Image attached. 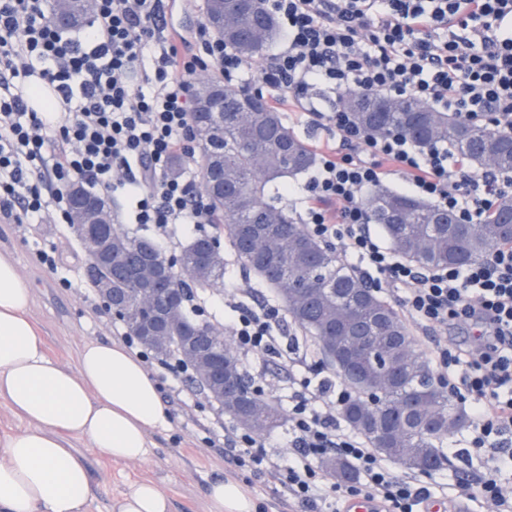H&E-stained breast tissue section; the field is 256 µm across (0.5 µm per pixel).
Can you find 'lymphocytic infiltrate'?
Segmentation results:
<instances>
[{
  "label": "lymphocytic infiltrate",
  "mask_w": 512,
  "mask_h": 512,
  "mask_svg": "<svg viewBox=\"0 0 512 512\" xmlns=\"http://www.w3.org/2000/svg\"><path fill=\"white\" fill-rule=\"evenodd\" d=\"M161 0H94L83 37L64 36L48 0H0V216L25 224L34 216L69 221L71 184L134 200V223L150 224L168 249L180 229L212 224L209 201L191 176H170L175 158L191 160L192 96L199 74L215 68L225 84L247 90L248 64L199 26L192 38L172 36L155 62L147 57L161 28ZM283 34L261 81L275 104L304 108L329 120L337 144L320 155L308 189L304 222L322 239L381 275L402 311L432 330L431 362L438 381L471 405L468 435L491 449L468 499L512 512L501 477L512 472V244L465 267L423 268L399 258L371 229L364 203L381 182L383 164L405 173L417 193L480 223L498 199L512 195V176H474L447 145L417 147L401 136H371L336 107L311 101L324 87L411 97L458 120L512 130V0H265ZM54 90L56 111L33 108L31 76ZM276 306L244 311L227 325L242 356L273 351ZM463 317L479 328L474 347H452L441 336ZM350 393L301 379L288 396L290 454L276 441L248 433L209 434L239 471L277 482L288 502L308 512H338L358 495L382 512H422L431 492L419 476L380 458L343 426ZM326 455L348 460L359 475L343 485L318 469Z\"/></svg>",
  "instance_id": "1"
}]
</instances>
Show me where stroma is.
<instances>
[{"label":"stroma","instance_id":"1","mask_svg":"<svg viewBox=\"0 0 512 512\" xmlns=\"http://www.w3.org/2000/svg\"><path fill=\"white\" fill-rule=\"evenodd\" d=\"M60 225L43 223H0V255L13 258L20 274L33 288L31 317L41 330L49 356L61 364L75 365L76 354L83 342L95 339L115 341L114 319L108 314L93 288H67L36 257L40 248L56 246L60 262L74 274L85 275L87 258L74 240L59 236ZM307 355L317 362L319 356L311 339L303 337L289 322L281 324L278 353L245 360L251 379L263 382L267 398L287 405L290 392L285 356L289 352ZM172 426L154 432L151 455L144 462L115 463L93 448L85 438L75 440V449L85 458L92 481V498L87 512H111L114 501L134 481L149 478L168 494L172 512H207L206 495L211 481L231 479L256 505L257 512H287L281 505L282 492L267 478L247 471L231 473L224 461V451L210 447L198 425L200 417H208L218 430L231 422L216 406L197 409L193 402L169 404ZM466 430L449 435L444 452L449 459L444 472L449 485L473 483L482 475L489 456L488 449L469 447Z\"/></svg>","mask_w":512,"mask_h":512}]
</instances>
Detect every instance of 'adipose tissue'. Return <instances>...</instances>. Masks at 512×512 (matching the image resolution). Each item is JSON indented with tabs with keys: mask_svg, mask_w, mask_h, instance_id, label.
<instances>
[{
	"mask_svg": "<svg viewBox=\"0 0 512 512\" xmlns=\"http://www.w3.org/2000/svg\"><path fill=\"white\" fill-rule=\"evenodd\" d=\"M32 300L13 259L0 255V400L29 423L0 437V512H86L91 476L73 439L88 438L114 462L142 461L170 414L156 380L120 343L86 341L72 368L52 360ZM113 512H170V501L143 479Z\"/></svg>",
	"mask_w": 512,
	"mask_h": 512,
	"instance_id": "ef3b65f1",
	"label": "adipose tissue"
}]
</instances>
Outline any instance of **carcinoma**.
<instances>
[{
  "label": "carcinoma",
  "mask_w": 512,
  "mask_h": 512,
  "mask_svg": "<svg viewBox=\"0 0 512 512\" xmlns=\"http://www.w3.org/2000/svg\"><path fill=\"white\" fill-rule=\"evenodd\" d=\"M236 34L207 24L224 44L247 60L261 57L279 38L274 15L263 0H254L234 15ZM209 83L224 88V118L192 110L199 175L202 162L217 154L224 159V194L208 195L216 225L227 231L231 249L242 266L268 288L290 321L316 344L323 361L341 381L354 390L343 404L341 416L354 431L382 455L408 469L432 472L448 457L442 451L448 435L461 430L467 418L455 410L397 310L353 269L336 251L295 222L288 212L265 200L266 187L311 169L315 155L269 103L253 101L251 94L224 84L213 75ZM361 127L371 135L387 136L397 129L419 147L434 142L448 146L469 164L500 173H512V132L493 130L458 121L413 99L397 101L389 96L352 93L343 100ZM250 110L248 118L240 112ZM112 212L109 201L84 186L68 190L69 211L78 199ZM373 223L382 226L392 248L409 262L423 267L467 265L483 260L499 247L512 243V196L503 197L480 224H458L446 210L384 188L368 200ZM112 233L124 248L112 265L88 269L91 287L112 279L115 299L104 307L158 359L188 366L187 379L196 392L217 405L239 428L263 434L283 419L279 404L261 396L238 357L224 363V372L236 383L238 397L219 398L197 377L196 366L185 353L178 336L191 328L208 334L214 325L195 318L187 305L201 293L224 281V250L219 237L200 235L183 245L172 266L179 276L168 288L183 293L180 326L163 348L144 338L139 278H125L118 270L140 261L150 247L154 258L167 259L155 242L127 232L115 224ZM323 466L342 481L355 479L346 461L326 457Z\"/></svg>",
  "instance_id": "1"
}]
</instances>
